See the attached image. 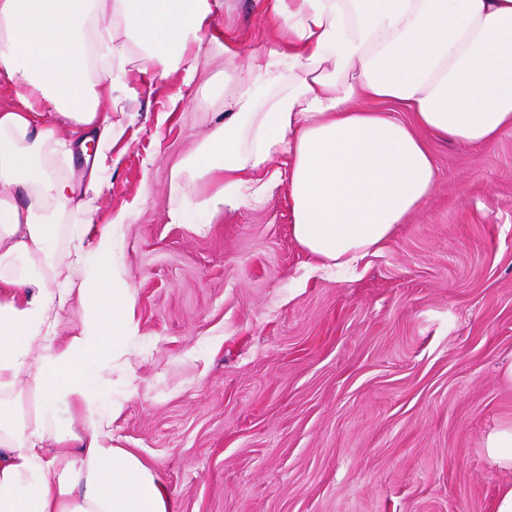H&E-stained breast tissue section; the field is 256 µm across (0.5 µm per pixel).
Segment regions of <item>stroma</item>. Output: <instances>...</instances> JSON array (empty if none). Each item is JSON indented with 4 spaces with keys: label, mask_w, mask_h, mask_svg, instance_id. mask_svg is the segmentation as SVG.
<instances>
[{
    "label": "stroma",
    "mask_w": 512,
    "mask_h": 512,
    "mask_svg": "<svg viewBox=\"0 0 512 512\" xmlns=\"http://www.w3.org/2000/svg\"><path fill=\"white\" fill-rule=\"evenodd\" d=\"M217 24L233 56L158 83L94 215H129L116 445L178 512H494L512 486L487 446L512 427V130L479 149L430 142L427 202L356 277L314 270L284 185L205 211L191 170L171 180L231 111L250 53L287 39L266 0H224Z\"/></svg>",
    "instance_id": "stroma-1"
}]
</instances>
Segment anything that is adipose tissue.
<instances>
[{
	"mask_svg": "<svg viewBox=\"0 0 512 512\" xmlns=\"http://www.w3.org/2000/svg\"><path fill=\"white\" fill-rule=\"evenodd\" d=\"M223 0H0V512H175L157 472L112 445V373L129 362L132 293L93 219L125 132L132 57L150 80L195 76ZM282 49L192 157L205 208L262 201L287 177L295 242L353 269L428 198L427 139L512 129V0H273ZM403 107L408 119L391 113ZM96 141L85 180L75 155ZM80 225L60 248L63 225ZM87 313L69 336L72 305Z\"/></svg>",
	"mask_w": 512,
	"mask_h": 512,
	"instance_id": "adipose-tissue-1",
	"label": "adipose tissue"
}]
</instances>
